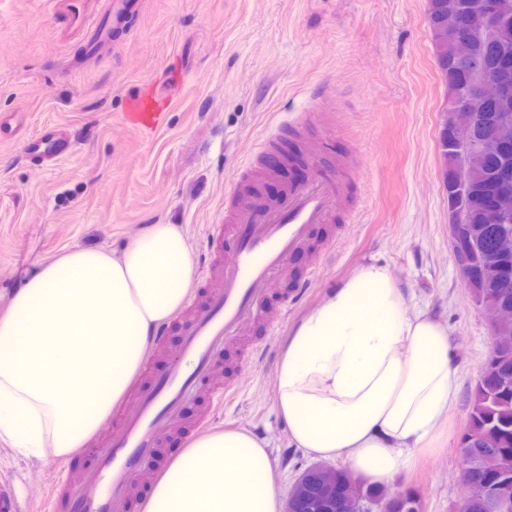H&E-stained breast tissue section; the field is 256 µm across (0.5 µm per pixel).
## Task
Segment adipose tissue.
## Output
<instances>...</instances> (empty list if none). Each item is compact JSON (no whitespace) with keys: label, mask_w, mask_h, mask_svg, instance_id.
Returning <instances> with one entry per match:
<instances>
[{"label":"adipose tissue","mask_w":512,"mask_h":512,"mask_svg":"<svg viewBox=\"0 0 512 512\" xmlns=\"http://www.w3.org/2000/svg\"><path fill=\"white\" fill-rule=\"evenodd\" d=\"M192 277V246L172 224L118 254L74 246L43 264L0 318V442L40 460L85 447ZM459 394L447 326L409 312L375 264L305 316L276 373L291 442L316 458L347 455L379 486L447 436ZM146 512H281L268 448L244 428L198 438L153 484Z\"/></svg>","instance_id":"1"}]
</instances>
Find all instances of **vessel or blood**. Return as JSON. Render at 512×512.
I'll return each mask as SVG.
<instances>
[{"mask_svg": "<svg viewBox=\"0 0 512 512\" xmlns=\"http://www.w3.org/2000/svg\"><path fill=\"white\" fill-rule=\"evenodd\" d=\"M57 22L60 42L81 39L83 52L98 55L112 44L115 28L140 11V0H104L102 11L90 10L88 0H47ZM134 124H158L152 93L134 100ZM305 118L281 122L260 151L241 169L242 178L263 175L265 182L278 177L277 165L285 161L282 142L299 139ZM75 142L61 128L45 127L28 138L33 158L55 163L74 150ZM350 193L343 165L291 183L282 198L269 199L228 193L224 196L227 221L208 230L209 264L204 277L206 292L201 304L185 318H176L181 350L193 358V370L169 361L142 381L133 404L123 413L118 433L103 447L82 456L80 481H63L52 488L59 512H129L133 480L143 463L155 461L158 452L182 416L189 396L200 384L213 380L224 348L237 345L246 326L269 323L264 287L287 271L291 260L334 223L336 213ZM171 325V326H174ZM171 326L157 328L152 341L160 346Z\"/></svg>", "mask_w": 512, "mask_h": 512, "instance_id": "vessel-or-blood-1", "label": "vessel or blood"}]
</instances>
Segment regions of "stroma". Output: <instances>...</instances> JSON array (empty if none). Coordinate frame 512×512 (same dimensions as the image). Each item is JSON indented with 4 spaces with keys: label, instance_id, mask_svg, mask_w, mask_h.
I'll use <instances>...</instances> for the list:
<instances>
[{
    "label": "stroma",
    "instance_id": "1",
    "mask_svg": "<svg viewBox=\"0 0 512 512\" xmlns=\"http://www.w3.org/2000/svg\"><path fill=\"white\" fill-rule=\"evenodd\" d=\"M46 0H0V113L23 112L27 133L67 128L74 152L48 166L29 159L22 139L0 143V316L42 264L73 245L121 251L151 224H174L192 245L193 268L207 256L209 225L224 221V194L241 165L306 94L332 85L329 126L311 124L298 162L281 185L313 175L317 165L347 162L354 216L327 232L335 245L298 256L267 290L277 307L297 279L304 297L277 331L257 324L231 348L221 369L233 387L220 412L207 390L185 405L187 422L216 414L214 430L243 427L264 440L273 476L290 492L312 458L291 445L278 414L275 372L284 342L354 270L386 267L409 309L445 323L460 375L448 439L387 484L414 493L420 512H459L457 441L470 394L493 343L490 324L455 266L442 182L439 136L448 89L436 66L427 0H142L114 46L78 69L79 42H58ZM145 83L170 104L163 127L133 129L127 101ZM316 275H309V268ZM77 477L69 459L38 460L0 443V477L25 512H52L58 474Z\"/></svg>",
    "mask_w": 512,
    "mask_h": 512
}]
</instances>
